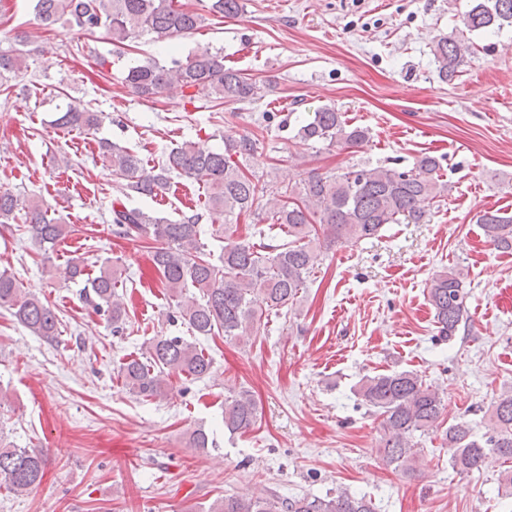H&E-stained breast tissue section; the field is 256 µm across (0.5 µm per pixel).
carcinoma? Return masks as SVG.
<instances>
[{
  "label": "carcinoma",
  "mask_w": 512,
  "mask_h": 512,
  "mask_svg": "<svg viewBox=\"0 0 512 512\" xmlns=\"http://www.w3.org/2000/svg\"><path fill=\"white\" fill-rule=\"evenodd\" d=\"M243 9L241 0H209L215 16L231 18ZM41 25L76 29L86 35L106 31L118 48L147 37L154 42H170L193 34L204 18L178 6V0H36ZM468 31L512 27V0H475L463 16ZM432 54L439 76L451 80L459 66L474 54L472 43L456 36H441ZM29 68V54L0 52V82L8 75ZM125 84L140 97L155 99L171 85L180 87L190 100L206 99L223 104L244 101L254 95L255 84L233 68L224 67V56L208 47L182 60L167 63L150 58L128 69ZM100 115L79 103L68 106L56 119L66 128L91 130ZM305 142L336 143L350 147L363 144L368 130L348 124L343 113L332 106L313 112L297 129ZM257 149L249 136L224 137V150L203 151L191 142L172 149L157 167L149 171L143 159L114 142L100 143L102 161L112 173L127 180L131 191L156 196L169 175L177 172L207 189V211L224 218L228 225L244 213L252 212L260 190L241 161ZM442 165L431 155L421 156L410 170L390 166L361 167L336 174L311 172L301 180L300 198L284 191L266 201L267 219L279 226L282 242L259 245L239 241L224 245L213 257L202 242L201 215L182 214L175 220L154 216L121 202L112 205L115 234L138 238L150 244V261L174 302L175 313L199 336L224 335L242 339L261 322L263 310L253 306L252 296L261 295L267 309L280 310L294 304L306 287L307 277L319 266L322 248L374 238L386 224H424L430 207L442 197ZM16 198L0 191V224L16 219ZM27 233L39 245H55L71 233L68 224H56L43 205L34 201L25 217ZM486 242L494 249L512 252V215L501 210H484L476 215ZM89 285L107 306L112 332L123 330L124 304L117 294L118 277L108 267L99 268ZM428 300L440 339L456 336L466 317V283L453 267H444L429 280ZM12 311L32 335L45 339L58 336L55 310L38 297L20 288L16 279L0 272V308ZM213 365L195 344L180 336H156L146 345L142 358H132L120 366L123 384L129 393L146 399L168 396L170 380L187 375L194 380L211 376ZM363 404L382 416L380 451L384 461L410 470L419 460L414 438L438 431L444 400L439 389L414 371L366 376L356 390ZM259 417L254 394L245 389L224 396V429L246 432ZM448 449L449 466L459 474L481 469L490 455L512 461V390L501 392L493 402L481 435L470 423L459 421L442 435ZM44 476L41 454L34 448H17L0 429V487L23 495L39 485ZM209 512H375L366 496L346 491L324 497L303 495L278 501L259 495H226L211 504Z\"/></svg>",
  "instance_id": "obj_1"
}]
</instances>
